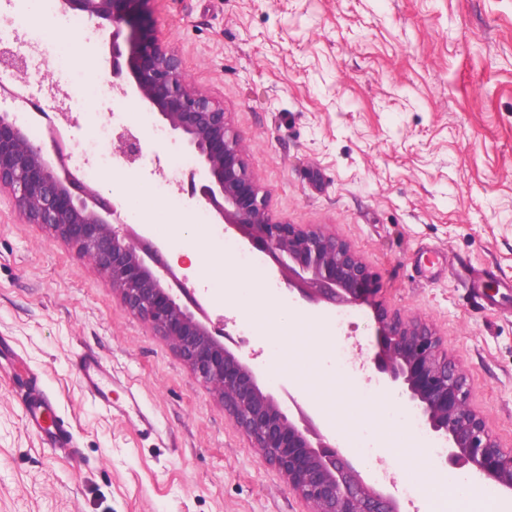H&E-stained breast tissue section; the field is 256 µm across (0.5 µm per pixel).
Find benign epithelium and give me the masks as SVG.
<instances>
[{"instance_id": "1", "label": "benign epithelium", "mask_w": 512, "mask_h": 512, "mask_svg": "<svg viewBox=\"0 0 512 512\" xmlns=\"http://www.w3.org/2000/svg\"><path fill=\"white\" fill-rule=\"evenodd\" d=\"M152 0H61L109 36L113 97L133 99L181 136L200 174L189 194L192 206L211 214L212 223L234 231L242 245L273 259L288 271L281 294L335 306H374L377 352L371 359L381 394L394 396L418 418L430 437L446 445L445 462L466 466L503 496L512 497V448L499 446L484 419L470 405L464 371L427 324L388 310L374 300L377 277L346 242L320 227L289 224L273 213L268 192L247 162L244 135L224 105L203 93L185 74L175 50L155 27ZM26 63L0 50V71L13 80ZM127 164L142 154L143 141L128 129L116 134ZM81 179L56 168L42 142L7 113L0 114V192L9 193L22 218L45 226L52 237L102 274L120 304L165 338L190 373L224 405L233 426L251 447L281 473L288 489L309 512H401L398 500L367 483L343 449L324 439L314 443L304 414L295 420L283 401L266 392L248 358L224 346L196 319L174 291L189 296L186 283L166 288L170 268L158 262L160 247L143 251L121 231L117 206L102 212L91 194L72 190Z\"/></svg>"}]
</instances>
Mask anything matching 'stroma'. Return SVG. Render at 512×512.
Here are the masks:
<instances>
[{
    "label": "stroma",
    "instance_id": "35a3bbf8",
    "mask_svg": "<svg viewBox=\"0 0 512 512\" xmlns=\"http://www.w3.org/2000/svg\"><path fill=\"white\" fill-rule=\"evenodd\" d=\"M152 17L189 78L224 104L248 162L291 224L326 226L376 273L379 298L421 319L464 369L472 406L512 448V0H153ZM25 100L0 90V111L71 158L113 113L140 116L145 147L133 169L88 179L101 205L127 192L155 224L170 205L163 160L188 182L192 160L132 100L87 102L60 124L55 86ZM345 331L373 357V308ZM203 319L251 358L261 386H293L313 430L330 441L372 435L373 479L402 512H426L428 451L372 389L369 368L340 374L333 335L302 341L277 307L205 303ZM256 328L242 340L244 322ZM112 370L104 410L72 363ZM49 408L69 438L54 448L27 414ZM279 472L250 448L220 401L169 343L125 310L87 261L0 197V512H307Z\"/></svg>",
    "mask_w": 512,
    "mask_h": 512
}]
</instances>
